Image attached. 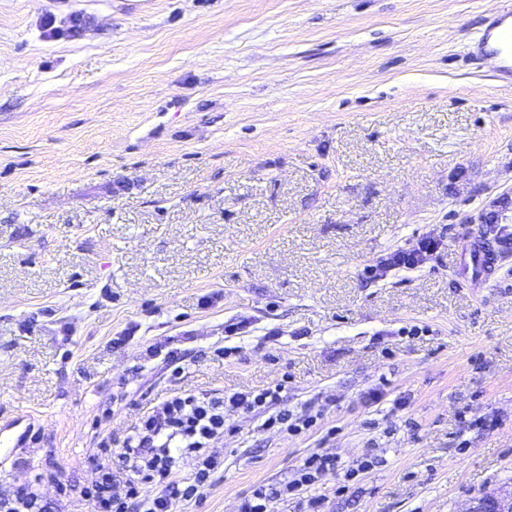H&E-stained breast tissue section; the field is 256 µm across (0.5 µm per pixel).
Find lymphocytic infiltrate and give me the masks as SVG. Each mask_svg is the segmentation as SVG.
Returning a JSON list of instances; mask_svg holds the SVG:
<instances>
[{"instance_id":"lymphocytic-infiltrate-1","label":"lymphocytic infiltrate","mask_w":512,"mask_h":512,"mask_svg":"<svg viewBox=\"0 0 512 512\" xmlns=\"http://www.w3.org/2000/svg\"><path fill=\"white\" fill-rule=\"evenodd\" d=\"M440 246L435 238L421 239L411 248L387 254L370 267L369 275L376 280L417 270ZM240 412L262 414L265 427L294 436L310 431L318 420L309 409L283 406L276 386L228 395L176 392L141 416L123 440H115L111 430H100L94 441L99 454L90 475L78 484H59L58 489L93 501L96 512H176L179 503L203 501L224 471V454L216 445L224 439L229 417ZM186 458L193 460L194 470L182 479L178 471ZM378 463V457L368 455L342 467L332 456L311 453L288 482L254 489L240 512H272L273 501L282 497L297 499L302 512H320L321 500L311 494L315 485L328 478L352 482Z\"/></svg>"}]
</instances>
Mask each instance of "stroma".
Wrapping results in <instances>:
<instances>
[{"mask_svg": "<svg viewBox=\"0 0 512 512\" xmlns=\"http://www.w3.org/2000/svg\"><path fill=\"white\" fill-rule=\"evenodd\" d=\"M502 6L0 0V418L36 432L0 492L84 480L118 394L123 435L174 392L277 384L316 427L236 416L223 478L177 512H238L317 450L383 458L316 485L325 512L512 491V258L462 276L498 237L477 214L512 199V86L467 53ZM423 237L442 247L416 272L368 277ZM223 339L240 353L198 357ZM151 344L185 350V373Z\"/></svg>", "mask_w": 512, "mask_h": 512, "instance_id": "stroma-1", "label": "stroma"}]
</instances>
